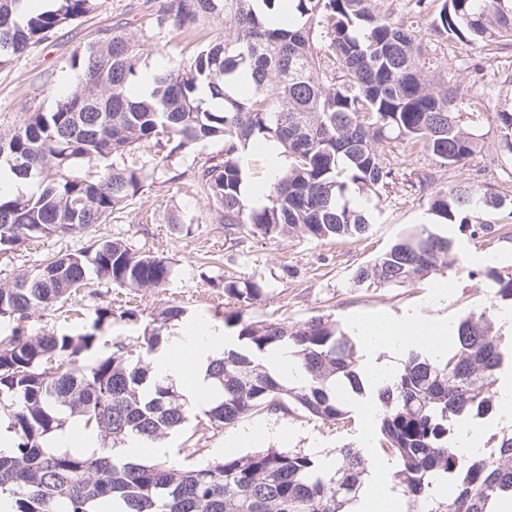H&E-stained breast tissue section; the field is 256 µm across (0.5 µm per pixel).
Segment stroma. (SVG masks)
I'll return each mask as SVG.
<instances>
[{
  "label": "stroma",
  "mask_w": 512,
  "mask_h": 512,
  "mask_svg": "<svg viewBox=\"0 0 512 512\" xmlns=\"http://www.w3.org/2000/svg\"><path fill=\"white\" fill-rule=\"evenodd\" d=\"M159 0H100L91 14L70 21L46 41L32 45L0 69V133L12 129L26 113L49 105L75 83L73 72L63 62L74 49L103 40L115 30L140 38L148 13ZM423 45L438 68L435 81L457 79L476 92L479 111L495 112L512 107V41L502 42L491 59H477L465 43L430 34ZM481 147L467 162L447 168L442 181L465 185L478 192L498 195V208H482L481 222L512 233V161L504 158L498 131L491 122L479 130ZM224 156V143L214 140L195 150L171 157L166 169L148 174L138 197L109 223L96 224L76 237H44L15 251L0 253V283L33 266L37 260L88 246L100 238L120 237L135 249L151 252L170 261L174 272L166 287L129 289L90 280L82 286L71 306L60 310L41 309L22 324L30 335H80L97 331L98 355L112 351L113 341L137 347L152 313L168 301L179 302L188 316H204L224 324L230 311L223 288L217 281L229 274L254 280L264 287L260 301L248 315L255 321H278L293 327L311 316L325 315L350 330L365 318L418 313L427 321L456 322L463 314L489 306L492 290L484 273V256L512 253V240L470 236L459 227L448 230L453 240L450 267L437 271L434 279L413 281L398 288H361L354 284V271L387 249L406 231L429 223L417 175L432 167V160L416 155L413 165L397 170L385 195L363 202L371 220L366 237L343 243L318 242L297 234L275 239L248 236L232 239L223 225L212 223L205 201L185 193L195 162ZM193 225L189 235L173 233L171 216ZM450 279L447 293H432L434 280ZM112 306L115 318L93 329L97 308ZM130 318H123V311ZM250 428H264L269 438L241 441ZM365 425L361 408H354L348 427L304 416L298 411L260 412L236 424L213 428L189 419L184 427L163 441L166 460L176 465H201L232 452L245 455L261 449L302 452L323 460L334 459L337 448H364Z\"/></svg>",
  "instance_id": "35a3bbf8"
}]
</instances>
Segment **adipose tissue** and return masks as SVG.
Masks as SVG:
<instances>
[{
	"instance_id": "1",
	"label": "adipose tissue",
	"mask_w": 512,
	"mask_h": 512,
	"mask_svg": "<svg viewBox=\"0 0 512 512\" xmlns=\"http://www.w3.org/2000/svg\"><path fill=\"white\" fill-rule=\"evenodd\" d=\"M354 334L369 356L362 374L363 382H378L393 376L401 368L402 353L413 346L438 356L447 351L455 338L450 324L429 323L414 313L380 321H360ZM231 342L223 327L203 317L183 321L176 332L164 339L152 358L157 378L174 384L189 407L208 409L217 388L207 375L211 360L230 349ZM375 475L356 506L357 512H405L403 496L393 491L390 463L374 456Z\"/></svg>"
}]
</instances>
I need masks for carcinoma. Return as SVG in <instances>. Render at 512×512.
Wrapping results in <instances>:
<instances>
[{
    "mask_svg": "<svg viewBox=\"0 0 512 512\" xmlns=\"http://www.w3.org/2000/svg\"><path fill=\"white\" fill-rule=\"evenodd\" d=\"M21 2L0 0V69L94 11L98 0H53L41 12L22 11ZM407 2L410 9L398 14L384 0H160L145 29L195 34L199 42L188 59L167 56L145 95L133 90L141 54L127 35L73 52L65 68L76 72L74 86L0 134V163L39 181L36 193L0 194V253L107 223L141 191L147 175L134 146L151 139L164 140L171 154L224 140V158L197 167L191 187L230 236L363 237L370 224L347 195L378 197L388 187L394 170L380 143L397 141L402 165L424 152L441 169L466 162L478 146L485 115L462 112L473 98L470 88L428 78L422 27L466 42L484 59L493 45L512 41V0ZM211 25L224 33L200 36ZM490 117L512 155V109ZM255 137L282 146L290 166L274 177L268 203L248 212L244 151ZM84 161L102 163L103 173L79 175ZM418 183L438 223L472 236L493 233L490 224L472 223L470 213L497 205L496 198L445 186L432 171ZM451 247L448 236L423 224L359 267L354 283L395 288L422 280L448 267ZM90 275L119 288H162L173 269L124 239L96 240L0 284V318L20 322L37 309L62 306ZM487 277L495 303L458 320L448 355L411 352L403 370L373 394L377 452L393 461L395 485L420 512H493L499 498L512 496V433L490 454L457 447L459 427L495 405L496 374L512 360V341L495 327L496 303L512 304V273L490 269ZM223 288L237 304L228 322L251 351L230 350L211 363L221 395L206 412L207 424L298 410L347 426L350 400L364 387L357 346L339 323L323 315L295 328L255 322L245 311L262 297V286L228 277ZM184 313L173 305L160 310L137 348L116 340L111 354L93 360L95 331L114 317L110 307L95 311L93 331L85 334L24 336L17 327L0 337V423L15 440L0 450V495L12 497L14 512H112L117 501L128 512H353L368 462L350 446L336 449L331 468L308 454L274 449L201 466L118 459L114 445L129 438L159 443L191 415L173 385L153 379L151 366L162 330ZM285 344L302 372L298 383L274 377L257 358ZM72 417L96 432L99 452L48 447ZM441 483L454 486L452 499L441 497Z\"/></svg>",
    "mask_w": 512,
    "mask_h": 512,
    "instance_id": "carcinoma-1",
    "label": "carcinoma"
}]
</instances>
